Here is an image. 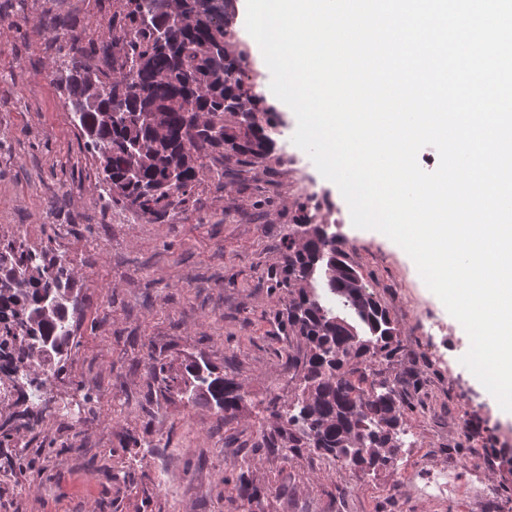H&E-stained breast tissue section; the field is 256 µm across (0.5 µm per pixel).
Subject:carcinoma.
<instances>
[{
  "mask_svg": "<svg viewBox=\"0 0 512 512\" xmlns=\"http://www.w3.org/2000/svg\"><path fill=\"white\" fill-rule=\"evenodd\" d=\"M125 0L124 23L112 31L120 63L104 72L83 64L79 51L60 70L101 186L143 215L163 218L184 202L202 158L261 159L272 149L256 120L259 98L233 75L243 57L229 49L232 0ZM165 27L159 43L155 31ZM237 126L224 125V115ZM284 238V265L275 284L290 299L281 328L304 342L299 393L272 411L281 448H311L356 468L394 462L404 441V401L385 382L367 381L362 357L389 356L396 327L363 277L348 262L329 224L315 223L308 205ZM73 269L49 248L14 263L0 255V359L17 357L34 378L67 354L75 337L69 305ZM181 392L228 418L242 387L206 363L186 365Z\"/></svg>",
  "mask_w": 512,
  "mask_h": 512,
  "instance_id": "obj_1",
  "label": "carcinoma"
}]
</instances>
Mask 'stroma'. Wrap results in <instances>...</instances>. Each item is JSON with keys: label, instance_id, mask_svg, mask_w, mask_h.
<instances>
[{"label": "stroma", "instance_id": "obj_1", "mask_svg": "<svg viewBox=\"0 0 512 512\" xmlns=\"http://www.w3.org/2000/svg\"><path fill=\"white\" fill-rule=\"evenodd\" d=\"M123 10V0H0V240L23 224L34 242L85 260L77 332L42 427L23 429L22 401L0 409V512H512V421L461 364L467 334L402 248L353 226L337 186L293 143L296 116L266 95L271 74L239 12L230 42L243 87L277 124L270 157L205 158L161 219L104 205L58 64L75 46L99 65ZM307 188L398 328L396 352L365 367L405 402L407 445L358 480L337 460L270 445L279 423L268 405L294 397L291 359L305 351L280 328L288 291L272 273ZM152 356L173 377L196 359L240 383L236 416L155 381ZM451 461L465 496L427 498L404 479Z\"/></svg>", "mask_w": 512, "mask_h": 512}]
</instances>
